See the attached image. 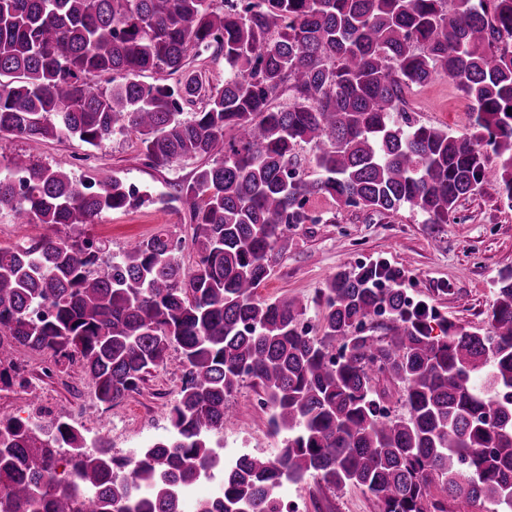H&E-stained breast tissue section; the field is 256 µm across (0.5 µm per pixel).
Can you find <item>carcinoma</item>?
I'll return each instance as SVG.
<instances>
[{
	"mask_svg": "<svg viewBox=\"0 0 512 512\" xmlns=\"http://www.w3.org/2000/svg\"><path fill=\"white\" fill-rule=\"evenodd\" d=\"M211 49L218 89L189 69ZM442 74L471 102L470 133L409 113L406 91ZM509 108L512 0H0L1 134L98 148L133 132L153 167L201 160L163 199L191 226L189 269L166 234L117 259L90 239L0 246V390L20 349L79 361L109 406L169 350L183 367L166 434L132 456L66 416L0 418V512H176L217 472L219 493L191 512H285L282 488L309 478L379 512H512V276L479 331L409 306L384 262L319 291L315 336L302 299L256 293L285 231L322 222L313 196L425 224L489 182L512 203ZM146 202L113 176L0 174V209L24 224L79 228ZM247 380L285 440L227 461L213 438Z\"/></svg>",
	"mask_w": 512,
	"mask_h": 512,
	"instance_id": "carcinoma-1",
	"label": "carcinoma"
}]
</instances>
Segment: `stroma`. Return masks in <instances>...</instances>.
<instances>
[{
	"mask_svg": "<svg viewBox=\"0 0 512 512\" xmlns=\"http://www.w3.org/2000/svg\"><path fill=\"white\" fill-rule=\"evenodd\" d=\"M407 99L410 111L423 123L453 133L470 128L471 103L447 76L413 87ZM33 162L64 169L77 179L92 168L100 177H120L155 199L167 193L171 182L191 179L198 165L191 159L165 168L148 167L131 133L114 136L97 149L75 138L35 144L15 136L0 137V163L20 167ZM308 207L321 216V223L302 224L287 233L269 259L270 274L257 288L259 298L300 296L309 302L306 320L315 326L319 290L338 271L380 259L403 270L402 286L409 296L434 306L449 322L473 329L487 326L497 282L501 274L512 271V207L500 197L497 184H485L463 200L454 220L445 224L423 223L421 216L405 209L369 218L338 207L326 196L312 197ZM49 232L104 242L115 256L159 232L192 235L180 215L156 202L104 213L95 223L77 229L16 224L9 213L0 212V243ZM28 360L31 389L0 391V416L24 420L38 410L48 420L76 413L78 421L86 422L89 437L109 438L118 456L130 455L165 434L168 407L182 385L180 355L174 350L140 392L110 406L97 402L80 364L47 378L41 373V355H29ZM258 398L257 389L247 384L232 399L235 417L221 434L224 456L268 454L280 447V438L270 432L269 413L258 407ZM285 494L291 500H306L309 512H378L374 500L355 487L335 490L311 479L288 486Z\"/></svg>",
	"mask_w": 512,
	"mask_h": 512,
	"instance_id": "1",
	"label": "stroma"
}]
</instances>
